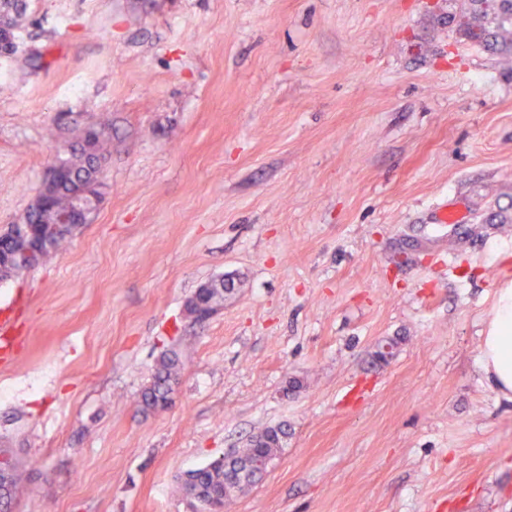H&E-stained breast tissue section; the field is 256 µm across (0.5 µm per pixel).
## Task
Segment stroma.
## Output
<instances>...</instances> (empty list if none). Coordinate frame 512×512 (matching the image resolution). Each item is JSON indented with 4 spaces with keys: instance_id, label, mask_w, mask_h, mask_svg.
<instances>
[{
    "instance_id": "obj_1",
    "label": "stroma",
    "mask_w": 512,
    "mask_h": 512,
    "mask_svg": "<svg viewBox=\"0 0 512 512\" xmlns=\"http://www.w3.org/2000/svg\"><path fill=\"white\" fill-rule=\"evenodd\" d=\"M500 4L29 0L0 55V229L85 127L111 152L65 249L0 283L12 512H188L182 474L277 425L224 512H512V400L480 369L512 280ZM170 351L173 405L143 412ZM224 303V281H211L200 285L188 300L186 312L195 320L196 314L209 315Z\"/></svg>"
}]
</instances>
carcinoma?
Instances as JSON below:
<instances>
[{"label":"carcinoma","mask_w":512,"mask_h":512,"mask_svg":"<svg viewBox=\"0 0 512 512\" xmlns=\"http://www.w3.org/2000/svg\"><path fill=\"white\" fill-rule=\"evenodd\" d=\"M26 10L25 0H0V20L7 19L18 27ZM110 149V138L99 137L86 145L72 147L65 156L52 165L45 177L42 194L44 204L29 206L23 224L47 227L42 234L39 253L26 259L29 252L28 239L21 233L19 224H10L0 231V281L30 270L34 264H42L47 257L59 251L73 233V228L51 224L49 220L60 211L73 208L76 194L93 188L97 182V162L106 158ZM224 303V282L211 281L200 285L188 300L186 312L194 317L208 315ZM179 367L177 353H166L157 362L151 383L141 392L142 409L148 412L164 410L171 400L172 386L176 382ZM288 432L281 426L267 427L253 435L246 447L232 455H223L207 465L189 471L180 477L185 495L205 505L209 501L224 506L232 493L252 485L259 475L245 466V461L261 455L275 460ZM19 464L8 451L0 449V500L11 501L23 491L18 474Z\"/></svg>","instance_id":"1"}]
</instances>
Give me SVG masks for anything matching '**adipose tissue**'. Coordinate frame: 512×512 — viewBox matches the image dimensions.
<instances>
[{"mask_svg":"<svg viewBox=\"0 0 512 512\" xmlns=\"http://www.w3.org/2000/svg\"><path fill=\"white\" fill-rule=\"evenodd\" d=\"M481 370L499 394L512 400V280L497 291L481 339Z\"/></svg>","mask_w":512,"mask_h":512,"instance_id":"obj_1","label":"adipose tissue"}]
</instances>
